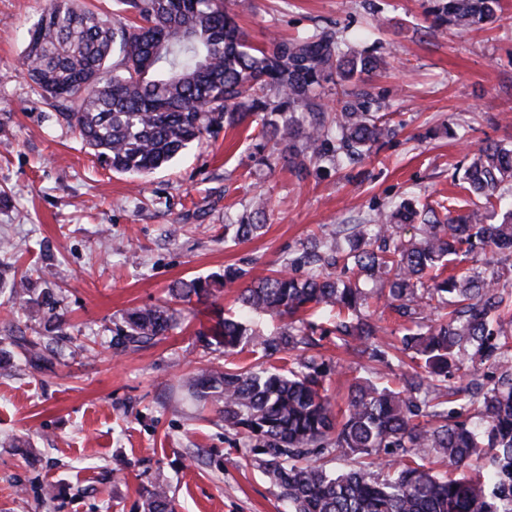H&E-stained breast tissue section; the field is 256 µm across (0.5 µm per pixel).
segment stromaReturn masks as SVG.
<instances>
[{"instance_id": "1", "label": "stroma", "mask_w": 512, "mask_h": 512, "mask_svg": "<svg viewBox=\"0 0 512 512\" xmlns=\"http://www.w3.org/2000/svg\"><path fill=\"white\" fill-rule=\"evenodd\" d=\"M49 3L0 0V283L40 268L32 286L57 295L72 341L55 371L0 375V512H143L157 483L177 512H285L248 438L182 387L211 363L261 364L260 353L227 356L199 342L219 314L236 311V289L192 302L186 320L139 351L114 354L110 340L128 309L162 304L179 280L239 267L256 282L312 237H334L379 208L469 204L461 177L470 154L512 143V0L501 21L472 30L432 29L430 0H376L373 31L364 0H226L256 45L329 27L354 50H388L371 84L396 135L360 166L301 178L258 152L254 124L221 129L146 176L98 162L21 68ZM260 197L263 230L236 237ZM46 333L40 313L0 293V337ZM316 355L330 371L332 406L343 405L366 357L329 338ZM48 484L56 497L45 501Z\"/></svg>"}]
</instances>
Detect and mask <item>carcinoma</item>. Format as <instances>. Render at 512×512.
Segmentation results:
<instances>
[{
	"label": "carcinoma",
	"instance_id": "obj_1",
	"mask_svg": "<svg viewBox=\"0 0 512 512\" xmlns=\"http://www.w3.org/2000/svg\"><path fill=\"white\" fill-rule=\"evenodd\" d=\"M123 17L102 18L78 0H55L30 32L24 71L51 100L97 160L119 173L149 174L194 141L251 120L269 147L302 177L325 161L354 167L395 135L385 106L364 76L380 71L375 51H351L337 31L248 41L224 0H118ZM503 0H433V26L467 30L499 20ZM116 60H111V57ZM336 108L329 107V84ZM465 189L482 200L462 214L438 202L409 201L379 210L369 223L331 244L314 243L292 265L237 294L240 314L218 317L199 333L208 347L261 349L288 368L201 369L189 377L190 400L216 407L224 424L256 441L253 462L277 484L288 512H512V284L479 256L512 258V208L498 224L497 201L512 187V144L490 143L464 169ZM417 233L401 237L404 224ZM244 272L180 281L171 297L191 303L230 288ZM30 277L10 295L60 325L49 294L28 299ZM411 323L402 389L355 377L343 413L332 410L327 370L308 351L328 334L336 346L380 367L393 365L366 312L381 300ZM333 311L315 336L304 316ZM289 319L262 336L253 314ZM177 323L169 305L136 307L112 348L136 352ZM34 369L56 354L23 340ZM468 366L471 382L450 383ZM391 455L385 460L381 454ZM352 466L333 470L330 456ZM460 470L454 478L430 458ZM144 512H175L163 485L147 492Z\"/></svg>",
	"mask_w": 512,
	"mask_h": 512
}]
</instances>
